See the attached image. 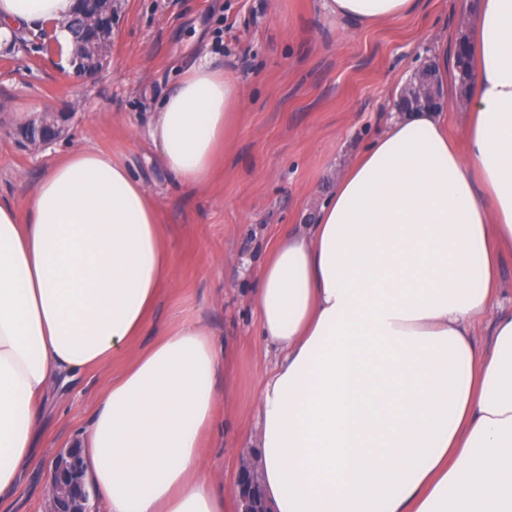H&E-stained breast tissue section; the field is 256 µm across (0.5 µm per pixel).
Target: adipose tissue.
Listing matches in <instances>:
<instances>
[{"label": "adipose tissue", "instance_id": "obj_1", "mask_svg": "<svg viewBox=\"0 0 512 512\" xmlns=\"http://www.w3.org/2000/svg\"><path fill=\"white\" fill-rule=\"evenodd\" d=\"M76 0H0V47L40 24L69 46ZM419 0H323L363 26ZM464 148L437 112L390 124L313 224L257 271L259 332L282 352L259 396L261 480L275 512H512V313L473 324L512 257V0H478ZM238 77L200 58L146 135L164 169L210 187L240 109ZM174 255L151 191L122 162L68 152L25 206L0 197V508L42 445L52 384L127 353L79 448L102 512H233L202 438L227 359L199 319L133 342Z\"/></svg>", "mask_w": 512, "mask_h": 512}]
</instances>
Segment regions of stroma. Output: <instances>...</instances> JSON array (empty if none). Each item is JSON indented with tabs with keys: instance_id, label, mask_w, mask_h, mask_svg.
<instances>
[{
	"instance_id": "1",
	"label": "stroma",
	"mask_w": 512,
	"mask_h": 512,
	"mask_svg": "<svg viewBox=\"0 0 512 512\" xmlns=\"http://www.w3.org/2000/svg\"><path fill=\"white\" fill-rule=\"evenodd\" d=\"M112 60L96 76L69 77L58 55L30 38L0 50V194L23 204L41 174L73 149L125 163L155 194L175 254L152 327L206 322L225 343L231 399L205 439L232 491L259 432L261 378L278 354L260 338L253 270L288 225L311 223L354 155L376 138L425 59L467 26L468 0H421L413 14L360 27L327 16L322 0H116ZM208 53L243 84V110L211 186L189 191L156 162L144 134L159 100ZM70 113L65 138L34 152L18 128L38 113ZM128 357L87 371L48 398L41 464L12 512H47L55 453L86 428L99 394Z\"/></svg>"
}]
</instances>
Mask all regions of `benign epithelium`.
<instances>
[{
	"instance_id": "benign-epithelium-1",
	"label": "benign epithelium",
	"mask_w": 512,
	"mask_h": 512,
	"mask_svg": "<svg viewBox=\"0 0 512 512\" xmlns=\"http://www.w3.org/2000/svg\"><path fill=\"white\" fill-rule=\"evenodd\" d=\"M85 9L92 17L91 27L87 32L89 47L106 64L110 62L112 55V0H87ZM69 65L77 77L92 75L101 70V67L94 66L83 58L79 45L71 52ZM446 103L447 94L437 80L435 64L425 62L406 85L397 109L409 112L441 108ZM60 117L59 113L42 114L37 123H31L24 128L23 141L37 149L55 143L63 132L58 124ZM83 476V463L75 449H66L57 454L48 474V481L52 485L51 512H89V493L85 489ZM259 484V476L254 471L249 473L246 483L242 482V475H237L235 492L241 499L242 512H267V508L252 495V489Z\"/></svg>"
}]
</instances>
